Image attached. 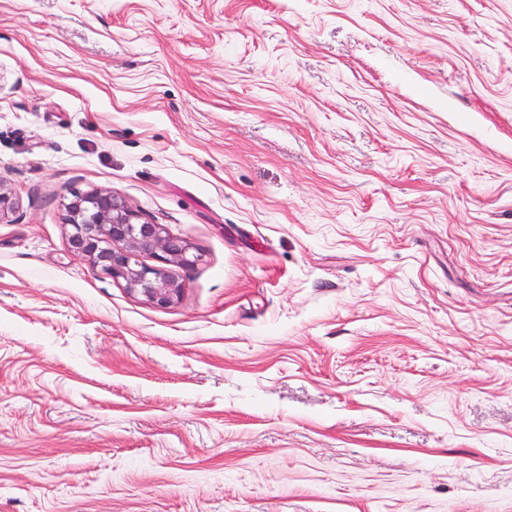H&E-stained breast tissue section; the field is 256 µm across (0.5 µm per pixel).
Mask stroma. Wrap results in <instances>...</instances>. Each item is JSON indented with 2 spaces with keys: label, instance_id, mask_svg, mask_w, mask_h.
Returning <instances> with one entry per match:
<instances>
[{
  "label": "stroma",
  "instance_id": "1",
  "mask_svg": "<svg viewBox=\"0 0 512 512\" xmlns=\"http://www.w3.org/2000/svg\"><path fill=\"white\" fill-rule=\"evenodd\" d=\"M0 183V512H512V0H0ZM70 251L87 258L93 269L122 281L130 292L158 308L174 305L183 285L167 275V266L191 267L201 253L186 240L171 235L166 225L142 219L112 192L94 191L67 205ZM150 254L159 265H147Z\"/></svg>",
  "mask_w": 512,
  "mask_h": 512
}]
</instances>
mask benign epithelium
I'll list each match as a JSON object with an SVG mask.
<instances>
[{"instance_id": "1", "label": "benign epithelium", "mask_w": 512, "mask_h": 512, "mask_svg": "<svg viewBox=\"0 0 512 512\" xmlns=\"http://www.w3.org/2000/svg\"><path fill=\"white\" fill-rule=\"evenodd\" d=\"M67 224L73 254L158 308L182 296L183 285L167 275V267H191L201 260L191 243L171 235L164 224L142 219L112 192L94 191L71 201ZM143 254L152 255L157 264L143 263Z\"/></svg>"}]
</instances>
